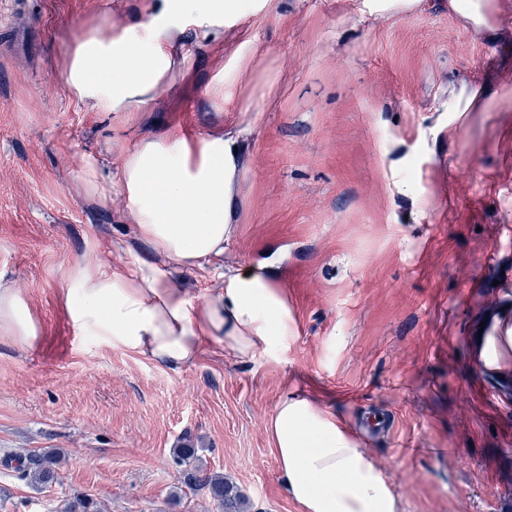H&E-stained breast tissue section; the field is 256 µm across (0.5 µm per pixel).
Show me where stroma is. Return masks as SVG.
I'll use <instances>...</instances> for the list:
<instances>
[{
  "instance_id": "35a3bbf8",
  "label": "stroma",
  "mask_w": 512,
  "mask_h": 512,
  "mask_svg": "<svg viewBox=\"0 0 512 512\" xmlns=\"http://www.w3.org/2000/svg\"><path fill=\"white\" fill-rule=\"evenodd\" d=\"M278 0L174 62L146 112H93L64 81L77 42L132 0H0V286L37 327L0 333V512H217L181 489L191 440L252 512H300L264 430L296 393L372 448L402 512H512V378L473 358L512 315V0ZM224 78V107L208 95ZM176 125L240 143L234 239L198 287L272 265L297 316L282 362L205 345L179 371L78 331L81 271L152 256L110 177ZM59 452L34 485L7 458Z\"/></svg>"
}]
</instances>
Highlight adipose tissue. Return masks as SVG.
Masks as SVG:
<instances>
[{
  "mask_svg": "<svg viewBox=\"0 0 512 512\" xmlns=\"http://www.w3.org/2000/svg\"><path fill=\"white\" fill-rule=\"evenodd\" d=\"M274 0H138L130 23L110 37L80 42L66 73L79 103L102 112L147 109L166 86L174 59L191 63L200 44L218 37L244 11L271 10ZM195 27L186 36L185 24ZM238 145L220 132L188 136L164 129L120 157L117 175H85L101 195L121 194L137 238L157 261L86 269L73 322L95 329L113 347L178 371L204 343L239 362L279 361L297 319L276 275L264 267L223 275L216 289L190 288L186 274L205 269L234 238L231 184ZM0 330L30 340L34 326L11 289L0 290ZM270 449L301 512H400L390 476L370 448L315 401L294 394L265 423Z\"/></svg>",
  "mask_w": 512,
  "mask_h": 512,
  "instance_id": "adipose-tissue-1",
  "label": "adipose tissue"
}]
</instances>
